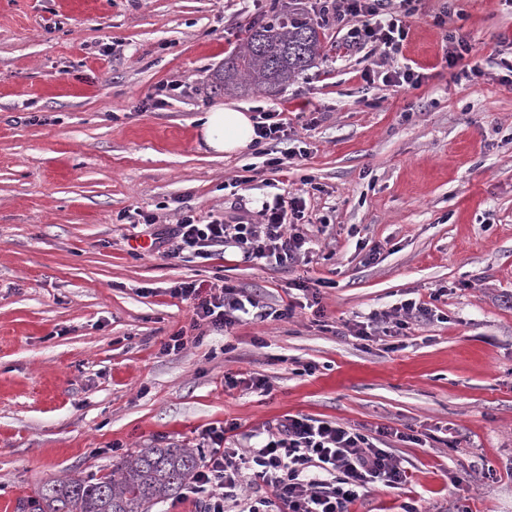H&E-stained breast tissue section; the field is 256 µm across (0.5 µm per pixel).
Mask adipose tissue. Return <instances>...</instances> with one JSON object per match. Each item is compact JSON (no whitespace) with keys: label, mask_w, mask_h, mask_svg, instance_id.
I'll list each match as a JSON object with an SVG mask.
<instances>
[{"label":"adipose tissue","mask_w":512,"mask_h":512,"mask_svg":"<svg viewBox=\"0 0 512 512\" xmlns=\"http://www.w3.org/2000/svg\"><path fill=\"white\" fill-rule=\"evenodd\" d=\"M198 138L216 157L231 156L253 145L255 121L231 104H216L198 118Z\"/></svg>","instance_id":"1"}]
</instances>
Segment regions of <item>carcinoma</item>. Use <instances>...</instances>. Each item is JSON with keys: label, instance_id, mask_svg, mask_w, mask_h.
<instances>
[{"label": "carcinoma", "instance_id": "1", "mask_svg": "<svg viewBox=\"0 0 512 512\" xmlns=\"http://www.w3.org/2000/svg\"><path fill=\"white\" fill-rule=\"evenodd\" d=\"M328 15L306 0H284L245 30V50L224 58L215 88L275 93L309 69L323 51ZM192 448H141L97 476L50 480L38 487L32 512H149L180 493L198 468Z\"/></svg>", "mask_w": 512, "mask_h": 512}]
</instances>
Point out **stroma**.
<instances>
[{
  "label": "stroma",
  "mask_w": 512,
  "mask_h": 512,
  "mask_svg": "<svg viewBox=\"0 0 512 512\" xmlns=\"http://www.w3.org/2000/svg\"><path fill=\"white\" fill-rule=\"evenodd\" d=\"M273 5L0 0V512L147 446L200 449L215 422L260 445L288 414L417 435L386 442L406 483L373 487L353 512H512V85L496 64L512 59V8L419 0L403 54L424 80L410 90L365 81L377 58L348 42L349 18L281 93L213 92ZM447 34L470 41L464 61L482 77L456 82ZM171 83L180 93L159 99ZM218 103L281 113L307 157L276 173L253 147L212 158L195 120ZM304 109L317 114L308 131ZM307 176L317 190L303 191ZM298 191L309 261L255 265L233 247L205 263L160 256L180 209L253 215ZM218 271L273 307L295 276L324 281V321L299 308L197 336L169 290ZM439 288L444 322L367 346L337 332ZM182 329L184 349L164 351ZM245 371L271 392L225 390V374Z\"/></svg>",
  "instance_id": "obj_1"
}]
</instances>
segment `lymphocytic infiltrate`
I'll return each instance as SVG.
<instances>
[{
	"mask_svg": "<svg viewBox=\"0 0 512 512\" xmlns=\"http://www.w3.org/2000/svg\"><path fill=\"white\" fill-rule=\"evenodd\" d=\"M337 20L356 17L350 37L356 44L371 47L382 61L397 58L407 37L404 17L416 9V0H322ZM303 201L275 197L264 203L258 221L237 218L229 222L185 212L167 232V259L208 261L217 248H238L244 261L266 260L288 266L307 257L309 239L299 225ZM295 291L282 308L245 303L236 286L198 280L177 282L172 296L190 302L194 325L226 331L238 321L239 312L255 308L260 321L293 317L298 295L318 305L315 288L303 278L293 279ZM430 304L409 298L390 309L371 312L365 320L346 322L349 336L373 341L379 336L401 335L410 320L432 316ZM231 424L207 431V451L188 482L197 512H227L239 505L243 490H250L247 512H351L360 490L375 485L400 488L406 471L397 456L383 448L388 437L406 440L399 429L384 426L375 435L360 429L305 415H288L266 427L261 446L234 448L230 445Z\"/></svg>",
	"mask_w": 512,
	"mask_h": 512,
	"instance_id": "1",
	"label": "lymphocytic infiltrate"
}]
</instances>
